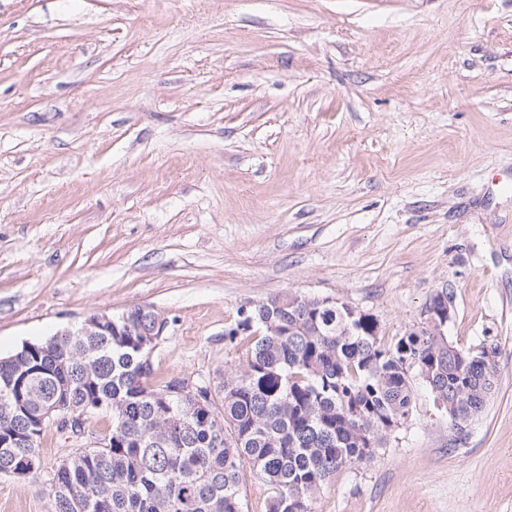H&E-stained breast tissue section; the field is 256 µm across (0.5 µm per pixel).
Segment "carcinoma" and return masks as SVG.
<instances>
[{
  "mask_svg": "<svg viewBox=\"0 0 512 512\" xmlns=\"http://www.w3.org/2000/svg\"><path fill=\"white\" fill-rule=\"evenodd\" d=\"M115 322L110 336L38 341L0 360L1 475L38 451L30 423L61 393L101 401L112 416L109 446L58 465L50 512H244L246 466L273 490L268 512H312L336 471L373 456L412 416V376L459 430L484 411L497 373L445 325L421 323L385 344L373 315L288 291L241 308L224 339L239 344L249 324L260 335L224 370L219 398L195 409L171 393L175 377L148 386L139 333L152 311L133 307Z\"/></svg>",
  "mask_w": 512,
  "mask_h": 512,
  "instance_id": "1",
  "label": "carcinoma"
}]
</instances>
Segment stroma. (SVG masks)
<instances>
[{
	"mask_svg": "<svg viewBox=\"0 0 512 512\" xmlns=\"http://www.w3.org/2000/svg\"><path fill=\"white\" fill-rule=\"evenodd\" d=\"M446 289L499 345L483 413L413 416L313 512H512V0H0V357L94 312L166 325L149 384L218 383L288 290L390 343ZM76 441L0 512H50Z\"/></svg>",
	"mask_w": 512,
	"mask_h": 512,
	"instance_id": "35a3bbf8",
	"label": "stroma"
}]
</instances>
